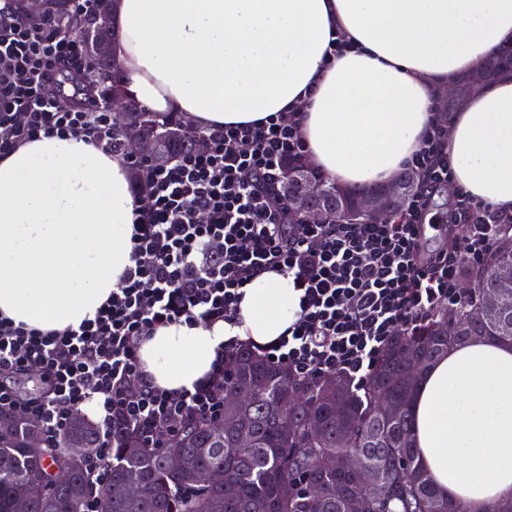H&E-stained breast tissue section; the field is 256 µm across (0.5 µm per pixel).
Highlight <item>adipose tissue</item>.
Masks as SVG:
<instances>
[{"mask_svg": "<svg viewBox=\"0 0 512 512\" xmlns=\"http://www.w3.org/2000/svg\"><path fill=\"white\" fill-rule=\"evenodd\" d=\"M343 40L333 52L335 40ZM512 44V0H113L116 81L146 110L198 128L298 125L306 162L349 187L388 183L439 123L438 95ZM453 184L512 214V73L454 112ZM137 195L120 155L43 135L0 157V317L78 327L132 261ZM291 274L243 289L235 324H171L140 351L150 380L193 389L225 338L261 348L300 313ZM418 460L439 493L479 512L512 498V345H453L410 407Z\"/></svg>", "mask_w": 512, "mask_h": 512, "instance_id": "obj_1", "label": "adipose tissue"}]
</instances>
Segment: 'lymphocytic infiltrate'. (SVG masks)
Instances as JSON below:
<instances>
[{
  "label": "lymphocytic infiltrate",
  "instance_id": "lymphocytic-infiltrate-1",
  "mask_svg": "<svg viewBox=\"0 0 512 512\" xmlns=\"http://www.w3.org/2000/svg\"><path fill=\"white\" fill-rule=\"evenodd\" d=\"M86 65L81 38L45 19L32 25L19 0H0V154L40 135L84 134L111 152L120 144L103 101L55 103L61 69ZM206 150L144 170L150 203L134 222L132 264L95 318L43 333L0 318V407L40 419L54 446L73 409L96 402L101 443L86 461L92 491L83 512H102L117 430L132 428L154 448L190 417L224 411V360L241 347L230 336L209 377L177 394L144 383L139 350L161 326L232 320L249 279L294 274L300 314L287 336L262 348L298 379L342 372L369 377L389 339L439 309L459 305L462 261L489 256L504 213L471 198L459 215L455 251L425 252L420 227L434 189L452 171L444 133L433 130L412 158L428 178L403 221L292 224L267 202L304 143L292 123L270 118L253 128L206 131Z\"/></svg>",
  "mask_w": 512,
  "mask_h": 512
}]
</instances>
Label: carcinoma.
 Segmentation results:
<instances>
[{
	"instance_id": "1",
	"label": "carcinoma",
	"mask_w": 512,
	"mask_h": 512,
	"mask_svg": "<svg viewBox=\"0 0 512 512\" xmlns=\"http://www.w3.org/2000/svg\"><path fill=\"white\" fill-rule=\"evenodd\" d=\"M73 0L57 5L52 16L79 33L78 23L93 22V32L110 38L111 0H94L90 13L73 12ZM299 178L317 183L320 202L330 209L328 223H351L360 190L343 188L301 162L285 165L283 181ZM512 225L505 224L488 259L476 266L465 263L470 296L458 307L464 311L480 299L481 291L495 287L494 272L512 264ZM471 336H489L512 343V293L503 308L465 333L448 323V311H438L409 331L389 341L367 381L356 387L335 374L336 394L325 396L323 379L300 381L249 347L226 359L224 387L252 391L239 423L251 435L237 445L238 436L226 431L223 447L213 448L210 420L192 418L177 438L160 452L148 448L131 430L117 435L112 449L111 478L134 489L128 498L102 496V512H348L350 497L365 503L364 512H471L452 505L435 490L430 475L418 462L413 446V421L407 409L416 379L408 376L407 358L419 355L427 364ZM26 423L16 434L0 440V512H15L27 495L30 481L41 478L46 494L29 501L28 512H82L91 486L85 459L62 469L75 433L68 426L59 449L46 448L40 456L26 448ZM180 455L184 470L170 475L163 465L168 453ZM324 457L336 459V468L323 469ZM375 470L378 484L367 485L360 470ZM224 469V484L210 487L197 481L198 471ZM293 487L287 496L285 486Z\"/></svg>"
}]
</instances>
